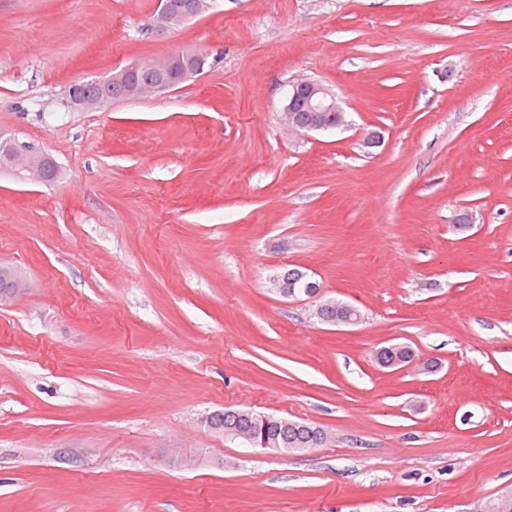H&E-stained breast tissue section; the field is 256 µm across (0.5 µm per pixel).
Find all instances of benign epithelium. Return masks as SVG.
Returning <instances> with one entry per match:
<instances>
[{
	"label": "benign epithelium",
	"instance_id": "1",
	"mask_svg": "<svg viewBox=\"0 0 512 512\" xmlns=\"http://www.w3.org/2000/svg\"><path fill=\"white\" fill-rule=\"evenodd\" d=\"M207 7V0H160L154 17L153 28L163 34L183 24L191 17L201 14ZM183 61V53L174 52L152 66L144 73L145 66L133 61L119 70L93 80H78L72 88L75 105L93 109L112 101L118 92L126 99H136L165 92L176 87L168 79V73ZM307 117H301V113ZM343 109L336 97L324 86L299 81L288 91L284 117L288 127L296 132L330 131L343 125ZM0 167L20 168L33 181H46L49 159L43 155L14 144L0 143ZM24 287L20 274L11 267L0 266V302L18 294ZM321 286L302 278V288L293 286L283 289L286 297L305 296L309 299L321 297Z\"/></svg>",
	"mask_w": 512,
	"mask_h": 512
}]
</instances>
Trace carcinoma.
Segmentation results:
<instances>
[{"mask_svg":"<svg viewBox=\"0 0 512 512\" xmlns=\"http://www.w3.org/2000/svg\"><path fill=\"white\" fill-rule=\"evenodd\" d=\"M345 306L343 302L329 300L321 304L320 320L333 323ZM414 359L413 350L400 344L383 346L377 352L376 361L385 366L394 360L411 361ZM215 422L227 431V436L240 438L246 442L252 439H273L278 446L292 444L297 448H317L328 439L327 433L316 426L277 417L275 415L258 413L246 416V411L226 409L217 414ZM484 512H512V493L503 494L484 504Z\"/></svg>","mask_w":512,"mask_h":512,"instance_id":"1","label":"carcinoma"}]
</instances>
